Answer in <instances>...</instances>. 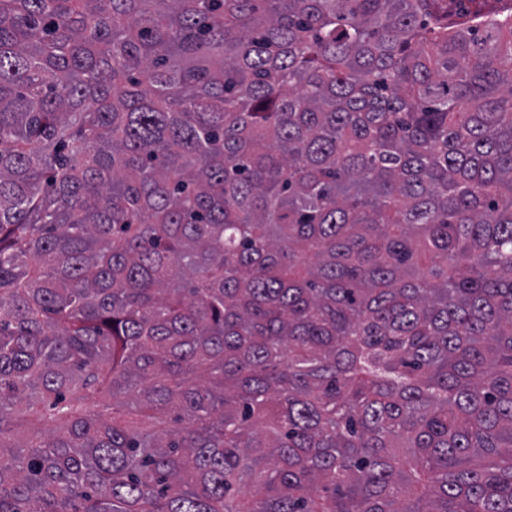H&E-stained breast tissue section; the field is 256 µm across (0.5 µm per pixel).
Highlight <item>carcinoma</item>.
<instances>
[{
	"instance_id": "carcinoma-1",
	"label": "carcinoma",
	"mask_w": 512,
	"mask_h": 512,
	"mask_svg": "<svg viewBox=\"0 0 512 512\" xmlns=\"http://www.w3.org/2000/svg\"><path fill=\"white\" fill-rule=\"evenodd\" d=\"M0 512H512V15L0 0Z\"/></svg>"
}]
</instances>
